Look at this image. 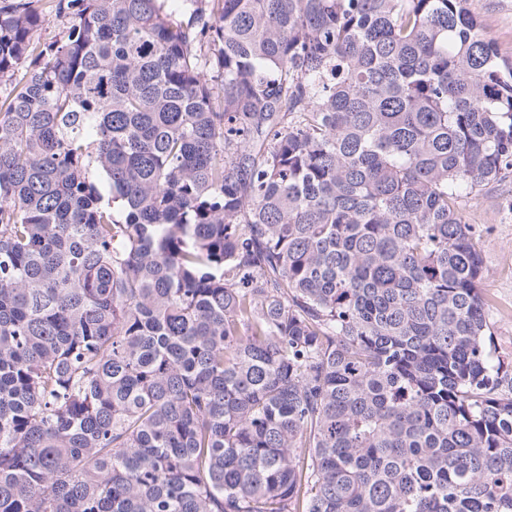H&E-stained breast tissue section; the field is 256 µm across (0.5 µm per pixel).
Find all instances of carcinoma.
Listing matches in <instances>:
<instances>
[{
	"instance_id": "1",
	"label": "carcinoma",
	"mask_w": 512,
	"mask_h": 512,
	"mask_svg": "<svg viewBox=\"0 0 512 512\" xmlns=\"http://www.w3.org/2000/svg\"><path fill=\"white\" fill-rule=\"evenodd\" d=\"M39 2L0 0V512H512L458 208L512 62L467 0ZM69 26V18H57L55 16H51L48 24L32 33V40L34 42L43 43L61 39L65 35Z\"/></svg>"
}]
</instances>
